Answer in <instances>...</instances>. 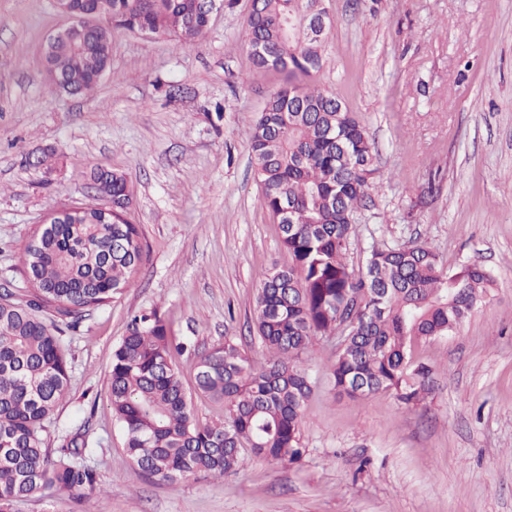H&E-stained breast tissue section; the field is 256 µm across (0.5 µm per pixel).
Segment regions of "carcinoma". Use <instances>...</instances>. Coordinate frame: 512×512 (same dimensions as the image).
<instances>
[{
    "label": "carcinoma",
    "mask_w": 512,
    "mask_h": 512,
    "mask_svg": "<svg viewBox=\"0 0 512 512\" xmlns=\"http://www.w3.org/2000/svg\"><path fill=\"white\" fill-rule=\"evenodd\" d=\"M315 0H251L246 42L253 65L282 77L246 132L264 202L291 263L263 272L255 324L267 356L253 359L237 343L196 352L194 392L224 403V420L201 424L156 308L134 315L113 351L110 411L125 450L145 474L175 482L201 472L239 470L246 457L293 463L301 458V424L313 381L304 357L321 338L336 339L330 378L352 400L385 392L410 406L428 390L433 367L411 357L415 341L457 332L491 283L476 262L449 270L417 243L374 247L365 271L347 261L355 213L372 189L373 147L355 114L338 112L336 95L311 85L321 42L282 21ZM102 23L82 25L77 41L46 53L47 69L73 94L88 92L106 72L112 28L161 33L183 41L208 27L204 0H78ZM92 178L112 196V223L99 203L79 223L45 224L22 256L25 293L0 291V512L37 493L102 497L97 469L85 462L77 433L52 454L43 433L69 383L57 322L76 327L131 285L144 257L127 177L98 170Z\"/></svg>",
    "instance_id": "cac0c4a2"
}]
</instances>
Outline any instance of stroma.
<instances>
[{
	"label": "stroma",
	"mask_w": 512,
	"mask_h": 512,
	"mask_svg": "<svg viewBox=\"0 0 512 512\" xmlns=\"http://www.w3.org/2000/svg\"><path fill=\"white\" fill-rule=\"evenodd\" d=\"M334 22L313 82L355 113L374 145L373 188L348 260L412 243L448 267L479 261L493 283L459 332L414 345L434 387L408 407L329 381L335 342L307 357L315 382L299 462L248 461L221 477L146 478L109 409L112 354L152 308L204 351L230 339L253 358L258 276L290 257L268 212L246 131L278 75L250 62V0L215 11L199 45L118 29L92 94L47 78L43 48L67 18L54 0H0V289L90 172L126 174L144 260L132 285L62 347L67 394L45 434L88 427L101 501L36 494L15 512H512V0H325ZM54 150L50 168L35 157Z\"/></svg>",
	"instance_id": "1"
}]
</instances>
